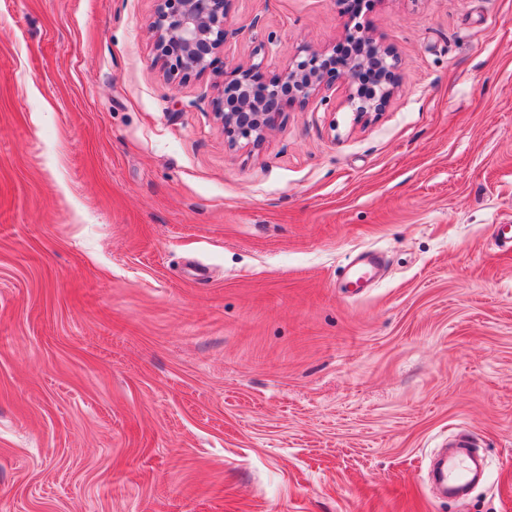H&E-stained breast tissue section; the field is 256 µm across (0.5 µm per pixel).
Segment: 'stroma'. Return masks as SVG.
I'll use <instances>...</instances> for the list:
<instances>
[{"mask_svg": "<svg viewBox=\"0 0 512 512\" xmlns=\"http://www.w3.org/2000/svg\"><path fill=\"white\" fill-rule=\"evenodd\" d=\"M155 8L0 0V512H512V0H230L182 80ZM355 23L385 112L338 83L229 145L226 68Z\"/></svg>", "mask_w": 512, "mask_h": 512, "instance_id": "stroma-1", "label": "stroma"}]
</instances>
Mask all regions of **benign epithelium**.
Here are the masks:
<instances>
[{
  "label": "benign epithelium",
  "mask_w": 512,
  "mask_h": 512,
  "mask_svg": "<svg viewBox=\"0 0 512 512\" xmlns=\"http://www.w3.org/2000/svg\"><path fill=\"white\" fill-rule=\"evenodd\" d=\"M156 2L150 29L163 73L171 79L205 72L209 57L229 35L228 0ZM346 37L363 45V53L337 62L324 51L303 48L281 73L268 79L263 78L261 61L224 71L215 116L228 141L262 143L277 127L283 105L304 103L337 81L345 85L356 118L380 114L396 87L398 59L364 27H353Z\"/></svg>",
  "instance_id": "benign-epithelium-1"
}]
</instances>
